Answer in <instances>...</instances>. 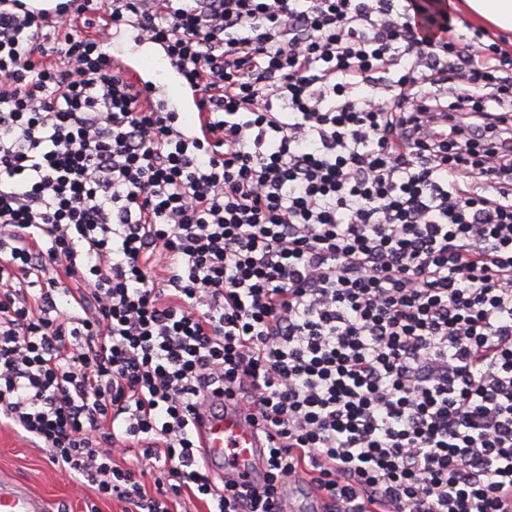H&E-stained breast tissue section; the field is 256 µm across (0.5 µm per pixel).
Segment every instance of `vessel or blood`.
<instances>
[{"label":"vessel or blood","instance_id":"1","mask_svg":"<svg viewBox=\"0 0 512 512\" xmlns=\"http://www.w3.org/2000/svg\"><path fill=\"white\" fill-rule=\"evenodd\" d=\"M200 445L201 458L211 475L260 483L268 442L239 403L225 402L223 412L205 417ZM0 512H48V502L29 483L1 469Z\"/></svg>","mask_w":512,"mask_h":512}]
</instances>
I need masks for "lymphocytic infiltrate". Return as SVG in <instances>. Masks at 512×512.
<instances>
[{
	"label": "lymphocytic infiltrate",
	"mask_w": 512,
	"mask_h": 512,
	"mask_svg": "<svg viewBox=\"0 0 512 512\" xmlns=\"http://www.w3.org/2000/svg\"><path fill=\"white\" fill-rule=\"evenodd\" d=\"M437 3L83 0L88 34L0 0V416L130 512H281L305 475L321 512H507L512 54ZM123 25L206 138L102 52ZM218 397L262 487L201 462Z\"/></svg>",
	"instance_id": "obj_1"
}]
</instances>
